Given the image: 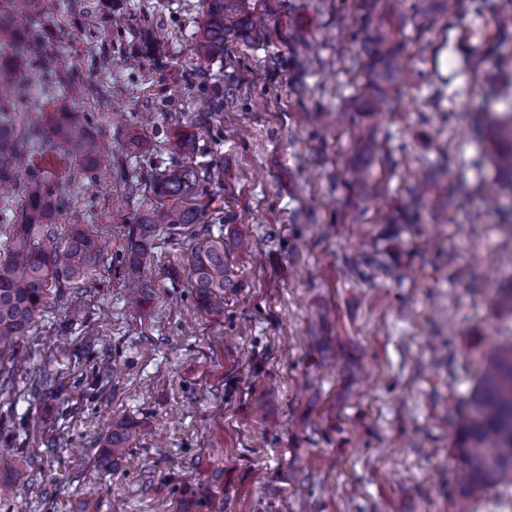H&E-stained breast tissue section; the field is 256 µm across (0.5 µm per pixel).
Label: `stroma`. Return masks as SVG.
Segmentation results:
<instances>
[{"instance_id": "1", "label": "stroma", "mask_w": 512, "mask_h": 512, "mask_svg": "<svg viewBox=\"0 0 512 512\" xmlns=\"http://www.w3.org/2000/svg\"><path fill=\"white\" fill-rule=\"evenodd\" d=\"M414 2L396 36L411 71L399 109L364 104L336 128L320 114L345 110L366 79L352 0H257L261 29L206 62L201 0H44L39 66L67 57L88 87L73 101L58 81L30 106L46 119L74 105L112 147L106 181L53 152L43 180L68 189L55 233L78 223L109 247L83 322L59 334L71 311L49 298L19 344L63 390L36 399L19 380L0 395V448L42 459L0 512H77L87 496L93 512H180L188 490L211 491L212 512H457V412L512 342L497 296L512 286V211L474 130L478 112L512 108V25L498 21L507 0L430 17ZM155 34L159 60L145 50ZM105 56L140 63L103 71ZM200 112L194 164L221 172L210 228L253 249L231 253L239 286L211 319L191 293L188 230L162 232L146 268L155 296L132 310L128 229L169 139ZM367 163L378 190L346 187ZM443 169L432 209L410 205L414 181ZM104 356L122 376L91 387ZM116 414L150 434L107 471L97 450Z\"/></svg>"}]
</instances>
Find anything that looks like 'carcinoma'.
Segmentation results:
<instances>
[{"mask_svg": "<svg viewBox=\"0 0 512 512\" xmlns=\"http://www.w3.org/2000/svg\"><path fill=\"white\" fill-rule=\"evenodd\" d=\"M395 0L380 4V21L363 24L360 40L367 55L370 79L359 86V97H385L406 81L395 34L403 20L394 11ZM465 0H416L421 14H435L460 7ZM205 21L198 44L199 59L224 54L232 38L252 29L254 0H203ZM43 10L42 0H0V41H8L23 53L36 56L35 42L20 19L34 18ZM72 97L86 90L83 70L72 64L63 75ZM55 74L39 69L27 73L19 82L12 65L0 63V198L12 195L21 177L17 160L30 151L50 143L62 147L68 156L92 171L100 168L107 147L78 112L64 110L53 114L48 129L35 119L20 124L12 115L13 99L30 97L54 83ZM209 123V114L199 113L193 122L174 132L169 140L173 165L151 180L150 191L156 204L145 208L129 227L128 246L122 257L124 280L131 303L148 304L153 285L141 276L150 259L155 238L165 229L196 224L198 228L189 247L190 287L196 303L208 316L224 317L226 296L236 287L235 274L224 238L213 236L206 223L209 183L219 178L215 170L198 171L187 160L195 153L196 130ZM490 142L489 159L512 188V112L493 114L484 123ZM62 189L44 184L41 173L30 168L24 199L7 225L6 249L0 255V350L9 353L0 364V394H9L15 386L17 365L25 359L12 353L13 345L30 334L36 316L46 305L48 291L84 283V292L95 288L89 278L92 269L107 255V244L77 224L60 242L52 239V225L59 220L58 197ZM28 391L35 397L58 393L61 383L40 369L28 370ZM116 368L103 358L95 370L96 383L116 378ZM145 426L127 418L112 419L102 448L98 449L100 467L109 468L136 447ZM461 461L459 512H469V502L485 489L502 484L512 486V344L497 347L487 357L476 384L460 416L459 431L453 444ZM37 458L16 460L8 476L0 480V498L15 487L30 483Z\"/></svg>", "mask_w": 512, "mask_h": 512, "instance_id": "1", "label": "carcinoma"}]
</instances>
